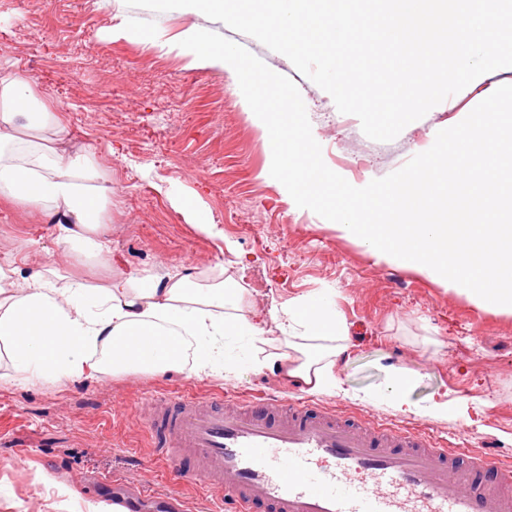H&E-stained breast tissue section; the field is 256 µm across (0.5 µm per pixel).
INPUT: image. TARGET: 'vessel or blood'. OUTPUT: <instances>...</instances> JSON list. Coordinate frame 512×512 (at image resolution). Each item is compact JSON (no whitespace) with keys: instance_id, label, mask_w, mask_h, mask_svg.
<instances>
[{"instance_id":"vessel-or-blood-1","label":"vessel or blood","mask_w":512,"mask_h":512,"mask_svg":"<svg viewBox=\"0 0 512 512\" xmlns=\"http://www.w3.org/2000/svg\"><path fill=\"white\" fill-rule=\"evenodd\" d=\"M174 487L235 512H512V467L312 401L183 393L144 407Z\"/></svg>"}]
</instances>
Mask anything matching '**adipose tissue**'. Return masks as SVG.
Returning <instances> with one entry per match:
<instances>
[{"label": "adipose tissue", "instance_id": "1", "mask_svg": "<svg viewBox=\"0 0 512 512\" xmlns=\"http://www.w3.org/2000/svg\"><path fill=\"white\" fill-rule=\"evenodd\" d=\"M172 2L192 19L175 35L124 22L105 34L146 39L193 66L231 73L221 26L263 29L280 0H249L248 7L230 10L224 0ZM67 135L30 79L0 69V200L52 218L68 255L111 261L109 171L96 145L65 149ZM246 305L244 289L220 273L131 270L90 287L59 283L50 268L22 276L12 257L0 262V348L31 377L70 383L164 374L183 370L190 358L199 377L231 379L243 368H271L313 393L339 389L336 367L348 354V330L333 304L320 298L272 309L280 330L272 342L245 314ZM300 331L307 344L297 343ZM266 343L273 346L267 354L261 351Z\"/></svg>", "mask_w": 512, "mask_h": 512}]
</instances>
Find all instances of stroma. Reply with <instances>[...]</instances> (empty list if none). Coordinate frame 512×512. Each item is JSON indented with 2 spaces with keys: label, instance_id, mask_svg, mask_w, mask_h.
<instances>
[{
  "label": "stroma",
  "instance_id": "obj_1",
  "mask_svg": "<svg viewBox=\"0 0 512 512\" xmlns=\"http://www.w3.org/2000/svg\"><path fill=\"white\" fill-rule=\"evenodd\" d=\"M143 29L177 33L186 17L161 0H0V61L32 78L69 130L68 146L95 144L112 175V264L67 257L54 222L0 205V258L20 257L23 275L55 264L63 280L106 284L119 270L158 264L200 270L223 264L261 312L324 296L348 328L351 354L341 390L320 405L379 424L425 430L438 440L497 456L512 466V314L488 312L417 269L347 238L285 199L267 177V147L228 72L190 66L147 41L107 39L111 14ZM226 38L289 77L305 103L326 165L353 186L401 169L428 150L433 132L482 101L464 90L407 125L393 140L368 138L359 119L283 54L225 29ZM172 187L211 216L215 233L187 223L164 195ZM417 374V406L464 400L445 418L403 414L380 392L388 365ZM195 390L244 399L306 398L267 371L237 379L134 373L66 385L26 379L0 363V512H79L84 502L170 488L168 466L151 458L139 409L154 397Z\"/></svg>",
  "mask_w": 512,
  "mask_h": 512
}]
</instances>
